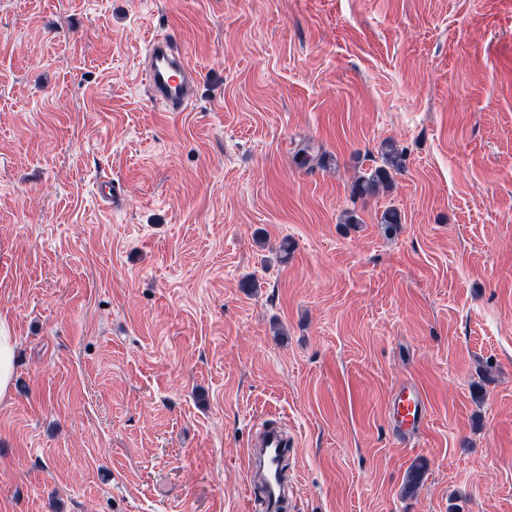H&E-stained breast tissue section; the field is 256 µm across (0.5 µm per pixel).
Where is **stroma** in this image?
<instances>
[{
    "mask_svg": "<svg viewBox=\"0 0 512 512\" xmlns=\"http://www.w3.org/2000/svg\"><path fill=\"white\" fill-rule=\"evenodd\" d=\"M0 313V512H247L268 419L290 512H512V0H0ZM143 77L149 97L164 112H184L193 98L197 73L187 56L168 33L152 36L144 49ZM402 151L388 144L382 153V165L376 166L368 173L359 177L355 184V194L360 197L374 195L380 186L388 185L392 181V172H400L405 167ZM17 353L16 336L12 320L0 314V399L11 387ZM393 430L399 437L417 431L426 415L425 401L416 387H406L393 395L387 406Z\"/></svg>",
    "mask_w": 512,
    "mask_h": 512,
    "instance_id": "35a3bbf8",
    "label": "stroma"
}]
</instances>
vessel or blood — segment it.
Returning a JSON list of instances; mask_svg holds the SVG:
<instances>
[{"label":"vessel or blood","instance_id":"1","mask_svg":"<svg viewBox=\"0 0 512 512\" xmlns=\"http://www.w3.org/2000/svg\"><path fill=\"white\" fill-rule=\"evenodd\" d=\"M144 61L143 77L151 101L166 112L186 111L192 103L197 73L177 40L167 33L155 34L145 46ZM387 411L394 431L404 437L420 428L426 404L419 390L410 386L391 397ZM287 453V432L276 423L264 425L257 449L247 458L260 481L253 499L255 512H280L288 495L281 478Z\"/></svg>","mask_w":512,"mask_h":512}]
</instances>
